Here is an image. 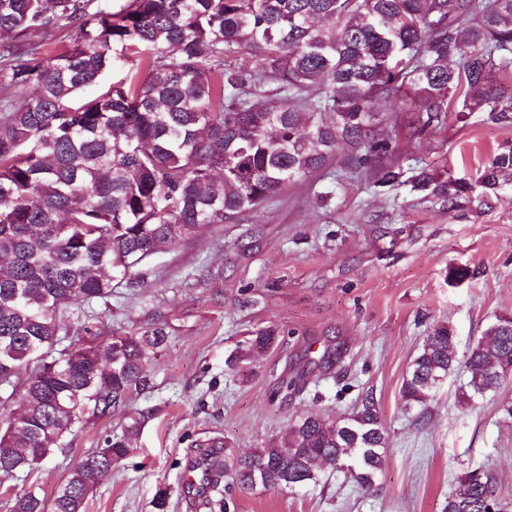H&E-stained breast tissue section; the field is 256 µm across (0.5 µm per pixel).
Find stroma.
I'll list each match as a JSON object with an SVG mask.
<instances>
[{"label": "stroma", "mask_w": 512, "mask_h": 512, "mask_svg": "<svg viewBox=\"0 0 512 512\" xmlns=\"http://www.w3.org/2000/svg\"><path fill=\"white\" fill-rule=\"evenodd\" d=\"M381 134L404 169L472 180L503 144L512 120L449 113L411 139L398 105L380 102ZM290 185L236 221L188 237L151 257L139 279L106 300L72 309L71 322L104 332L165 328L169 345L146 367L149 385L112 416L87 417L65 452L12 480L52 495L107 434L141 423L134 448L90 493L85 512H209L206 487L190 480L201 444L247 454L278 439L309 412L336 418L372 394L388 433L373 490L337 473L299 490L230 488L236 512H441L457 475L493 471L512 504V425L500 419L512 378L497 393L457 397L466 372L451 373L423 416L405 413L400 389L423 339L439 322L455 331L458 355L496 316L512 314V187L473 197L462 209L411 191L379 187L345 161ZM276 328L279 343L257 359L226 360L252 332ZM299 391L280 393L282 379Z\"/></svg>", "instance_id": "35a3bbf8"}]
</instances>
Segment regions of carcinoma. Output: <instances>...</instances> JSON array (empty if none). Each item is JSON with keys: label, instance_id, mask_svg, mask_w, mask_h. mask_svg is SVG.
Here are the masks:
<instances>
[{"label": "carcinoma", "instance_id": "cac0c4a2", "mask_svg": "<svg viewBox=\"0 0 512 512\" xmlns=\"http://www.w3.org/2000/svg\"><path fill=\"white\" fill-rule=\"evenodd\" d=\"M94 0H0V476L31 473L87 415L108 417L147 384L145 366L169 340L161 327L104 335L88 322L57 348L62 317L112 295L163 248L230 223L290 184L324 171L340 144L364 170L388 144L380 99L400 102L414 138L447 113L506 121L512 98L497 69L512 57V0H130L118 12ZM51 26L75 38L53 54L29 35ZM145 69L134 90L110 86L81 102L112 69L114 46ZM249 55L250 65L238 57ZM35 87L29 99L14 87ZM402 172L376 170L391 186ZM453 206L512 185V144L472 183L422 168L411 177ZM278 344L268 327L239 342L250 360ZM444 322L425 336L401 386L402 406L424 410L459 365L470 373L460 408L496 392L512 366V317H498L455 354ZM134 420L85 452L48 498L32 486L14 512H84L112 464L133 449ZM387 435L372 399L339 421L308 412L276 444L213 465L211 509L231 512L220 489H300L351 466L368 490ZM441 512H504L496 478L462 473Z\"/></svg>", "mask_w": 512, "mask_h": 512}]
</instances>
